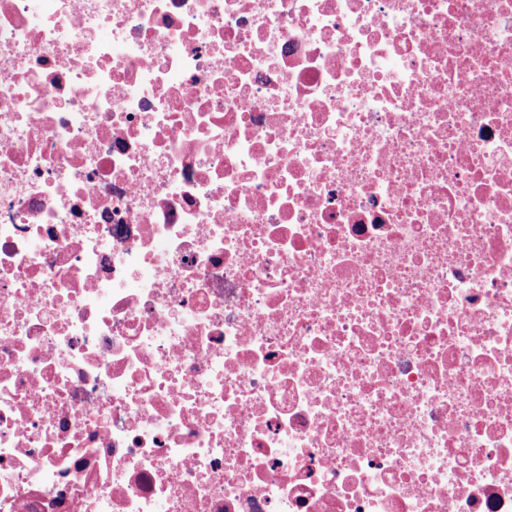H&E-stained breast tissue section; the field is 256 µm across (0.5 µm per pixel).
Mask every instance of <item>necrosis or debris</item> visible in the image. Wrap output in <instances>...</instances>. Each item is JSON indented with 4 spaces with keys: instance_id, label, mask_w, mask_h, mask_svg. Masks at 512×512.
Wrapping results in <instances>:
<instances>
[{
    "instance_id": "4bbe7bcc",
    "label": "necrosis or debris",
    "mask_w": 512,
    "mask_h": 512,
    "mask_svg": "<svg viewBox=\"0 0 512 512\" xmlns=\"http://www.w3.org/2000/svg\"><path fill=\"white\" fill-rule=\"evenodd\" d=\"M0 512H512V0H0Z\"/></svg>"
}]
</instances>
